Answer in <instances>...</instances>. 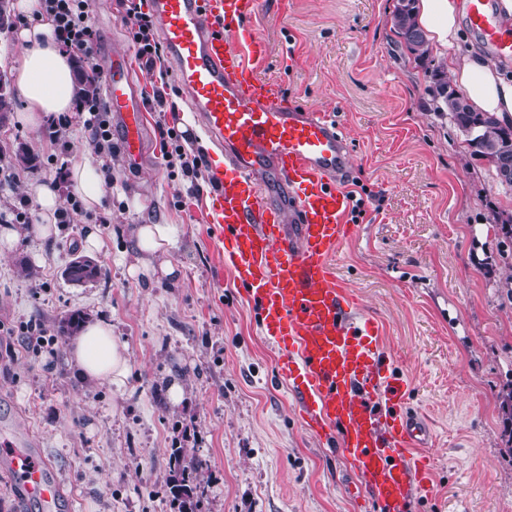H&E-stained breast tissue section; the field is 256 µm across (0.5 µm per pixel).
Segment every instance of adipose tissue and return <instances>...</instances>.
<instances>
[{
  "label": "adipose tissue",
  "instance_id": "ef3b65f1",
  "mask_svg": "<svg viewBox=\"0 0 512 512\" xmlns=\"http://www.w3.org/2000/svg\"><path fill=\"white\" fill-rule=\"evenodd\" d=\"M467 0H416L414 20L427 41L440 47L448 75L471 111L512 123V61L495 63L462 32ZM22 49L14 68L15 82L23 100L22 122L40 128L47 115L73 111L76 87L71 59L54 34L51 20L20 33ZM107 186L100 163L80 151L72 163L69 189L86 209L100 206ZM134 263L131 277L154 282L178 277L175 264L167 259L171 245L165 224H138L131 231ZM66 364L86 384L123 387L131 374L128 346L112 332L108 320L86 324L73 336L65 351Z\"/></svg>",
  "mask_w": 512,
  "mask_h": 512
}]
</instances>
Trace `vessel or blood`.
<instances>
[{
    "mask_svg": "<svg viewBox=\"0 0 512 512\" xmlns=\"http://www.w3.org/2000/svg\"><path fill=\"white\" fill-rule=\"evenodd\" d=\"M257 0H151L156 30L203 129L220 149L210 215L222 263L279 355L305 428L338 450L359 478L355 494L379 512H410L432 490L418 455L425 424L404 406L407 383L380 352L374 321L352 315L331 263L351 233L350 200L337 185L350 149L328 112L284 105L255 64L261 42L246 22ZM467 24L493 58H512L493 0H469ZM235 41H228V34ZM105 94L130 162L145 149L144 104L124 56L109 55ZM0 470L20 506L68 512L63 480L38 449L0 434Z\"/></svg>",
    "mask_w": 512,
    "mask_h": 512,
    "instance_id": "obj_1",
    "label": "vessel or blood"
}]
</instances>
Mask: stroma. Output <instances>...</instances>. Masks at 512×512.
I'll return each mask as SVG.
<instances>
[{
    "mask_svg": "<svg viewBox=\"0 0 512 512\" xmlns=\"http://www.w3.org/2000/svg\"><path fill=\"white\" fill-rule=\"evenodd\" d=\"M150 0H92L99 43L127 56L147 125L140 164L112 154V180L90 211L69 191L75 149L94 145L81 116L62 136L51 123L17 120L13 99L0 127V157L25 146L35 168L0 167V212L25 200L28 183L51 179L67 211L48 238L28 234L0 261V427L42 448L65 481L75 512H179L169 493L171 452L203 462L198 512H373L355 498L356 476L303 426L294 395L231 273L222 267L208 217V173L189 183L161 151V126L181 131L185 150L212 154L185 128L189 109L168 55L138 56L133 33ZM399 0H258L250 20L266 53L258 65L289 104L330 112L351 147L346 190L364 189L353 237L332 263L356 297V316L376 320L381 349L407 381L409 406L425 413L432 494L411 512H512V420L501 408L512 383V244L495 222L512 216V186L475 157L448 115L434 112L437 51L415 60L397 43ZM164 94L158 109L156 94ZM109 252L100 274L74 284L65 269L85 225ZM172 227L178 281L131 278L130 230ZM110 319L130 351L122 391L82 383L63 362L67 319ZM54 339L26 341L30 326ZM179 380L183 398L167 387Z\"/></svg>",
    "mask_w": 512,
    "mask_h": 512,
    "instance_id": "stroma-1",
    "label": "stroma"
}]
</instances>
